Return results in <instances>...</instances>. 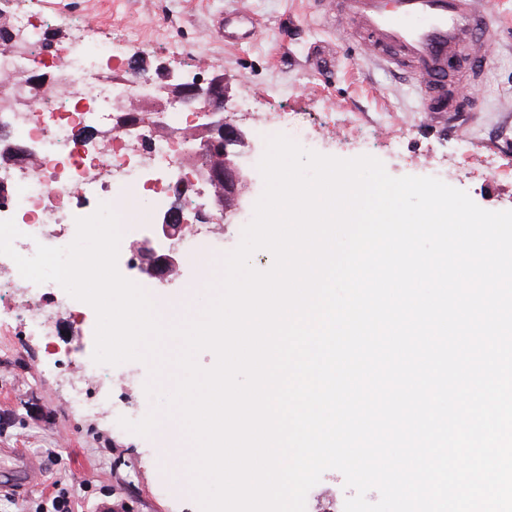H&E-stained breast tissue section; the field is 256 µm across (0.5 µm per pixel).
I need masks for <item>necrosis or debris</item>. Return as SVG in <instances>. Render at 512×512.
<instances>
[{"mask_svg": "<svg viewBox=\"0 0 512 512\" xmlns=\"http://www.w3.org/2000/svg\"><path fill=\"white\" fill-rule=\"evenodd\" d=\"M17 37L12 54L0 56V73L9 75L0 88V219H13L20 235L14 241L22 256H32L37 245L65 247L77 233V219L90 216L113 194L136 191L165 205L173 185L184 171L181 154L191 141L182 132L192 124L191 113L171 107L174 129L170 138L153 139L151 147L115 132L114 105L142 93L141 80L114 81L106 65L112 57L108 41L78 40L76 47L61 48L52 69L39 83H29L43 50V38L30 17L16 13ZM32 150L29 160H9L11 145ZM224 242L220 224H192L169 242L183 259L202 250H219ZM28 296L31 327L41 335L54 333L51 309H67L69 296L57 283L36 284L24 279L15 262L0 255V307L12 290ZM136 384L140 373L130 365L117 370L105 364L85 363L82 371L66 378L71 409L99 406L103 395H89L90 380Z\"/></svg>", "mask_w": 512, "mask_h": 512, "instance_id": "necrosis-or-debris-1", "label": "necrosis or debris"}]
</instances>
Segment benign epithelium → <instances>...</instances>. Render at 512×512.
I'll return each mask as SVG.
<instances>
[{"instance_id":"benign-epithelium-1","label":"benign epithelium","mask_w":512,"mask_h":512,"mask_svg":"<svg viewBox=\"0 0 512 512\" xmlns=\"http://www.w3.org/2000/svg\"><path fill=\"white\" fill-rule=\"evenodd\" d=\"M165 98L183 104L198 116L193 130L200 151L188 153L187 162L192 164L194 176L182 181V191L192 190L200 183L210 188L211 200L194 211V220L219 224L244 212L250 185L244 162L255 152L256 144L246 130L224 117L229 86L223 70L216 68L208 80L192 82L167 72L154 83L146 108L133 110L123 103L115 106L117 128L149 126L155 132L167 128L161 117ZM186 223L185 208L178 198L164 212L158 233L164 238H176ZM131 251L139 260L140 273L148 279L165 280L178 272L182 262L178 254L158 250L150 238L133 243Z\"/></svg>"}]
</instances>
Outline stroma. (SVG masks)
<instances>
[{"label": "stroma", "mask_w": 512, "mask_h": 512, "mask_svg": "<svg viewBox=\"0 0 512 512\" xmlns=\"http://www.w3.org/2000/svg\"><path fill=\"white\" fill-rule=\"evenodd\" d=\"M492 3L500 42L483 67L479 109L450 123L420 112L401 75L338 40L334 17L316 0H18L54 45L71 44L87 24L93 37L112 41L115 78L137 67L190 81L222 68L231 81L225 114L235 117L240 99H253L254 117L239 125L255 140L265 134V113L285 109L312 127L304 149L342 159L364 153L393 177L438 175L480 207L502 211L512 210V0ZM234 13L253 22L251 40L225 42L221 21ZM347 112L369 130L367 150L345 144ZM17 305L0 314V479L13 478L19 453L36 462L38 477L1 492L0 512H54L62 493L75 512L107 496L125 500L129 512H199L187 473L159 453L162 431L117 432L108 414L70 409L60 383L92 358L95 311L54 312L56 333L46 338L27 327L25 297Z\"/></svg>", "instance_id": "stroma-1"}]
</instances>
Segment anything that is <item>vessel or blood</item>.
Here are the masks:
<instances>
[{"label":"vessel or blood","mask_w":512,"mask_h":512,"mask_svg":"<svg viewBox=\"0 0 512 512\" xmlns=\"http://www.w3.org/2000/svg\"><path fill=\"white\" fill-rule=\"evenodd\" d=\"M342 40L412 79L424 112H467L481 91L479 66L497 39L479 0H324Z\"/></svg>","instance_id":"1"}]
</instances>
